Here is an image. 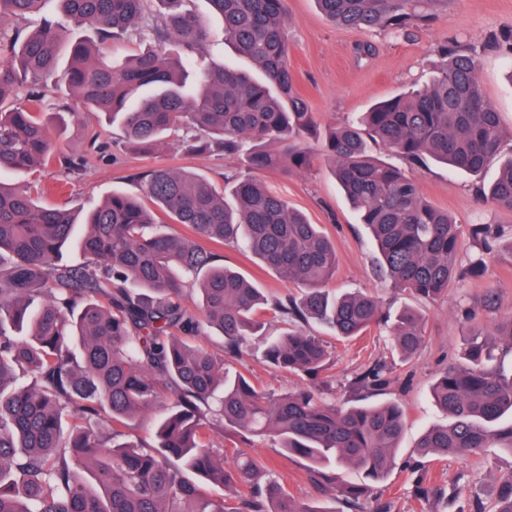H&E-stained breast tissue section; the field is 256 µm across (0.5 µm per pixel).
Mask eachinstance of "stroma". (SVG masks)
Here are the masks:
<instances>
[{
	"instance_id": "1",
	"label": "stroma",
	"mask_w": 512,
	"mask_h": 512,
	"mask_svg": "<svg viewBox=\"0 0 512 512\" xmlns=\"http://www.w3.org/2000/svg\"><path fill=\"white\" fill-rule=\"evenodd\" d=\"M291 19L289 64L298 92L314 112L320 137L310 146L317 157L312 169L287 177L267 173L263 179L291 207L307 214L334 239L338 254L330 291H364L378 296L382 308L396 313L403 308L419 311L425 318V340L412 360L401 361L385 328H374L363 337L340 340L324 336L314 322L307 332L324 336L333 367L331 381L336 400L348 395V385L365 367L387 362L393 368L389 389L378 401H399L405 410V426L396 465L388 477L374 483L361 512H374L386 501L391 512H470L472 495L490 500L501 477L512 470V458L486 451L480 457L431 460L420 457L417 445L426 427L447 423L448 418L431 401L429 393L437 371L461 361L468 328L464 316L475 312L484 326L500 315L512 313V250L498 246L480 279H464L450 285L448 294L426 303L394 291L374 274L377 261L371 236L358 224L324 159L322 138L328 131L366 109L374 102L424 84L435 71L440 43L458 38L477 43L490 33L512 30V0H452L448 11L432 25L396 37L381 30L362 32L329 22L315 0H288ZM374 52L359 55L360 44ZM479 79L488 101L501 115L503 151L512 150V64L489 53L480 61ZM51 133L67 154L82 156L75 171L51 167L38 174L40 185L52 187L45 200L52 205H94L122 190L139 197L143 191L138 173L153 166L184 167L204 174L216 184L225 175L239 172L237 162L218 154L185 155L176 136H167L159 150L143 157L127 150L118 127L106 126L102 114L79 110L78 114L52 112ZM423 195L448 210L461 224H499L512 227V213L480 201L479 177L448 171L430 164L415 170ZM218 252L225 265L235 267L271 298L297 296V284L281 280L257 259L238 249L222 246ZM495 307H487V296ZM260 343L248 355L226 359L227 369L249 370L264 388L282 394L298 386L296 377L279 373L260 362ZM254 455L261 457L289 492L305 503L334 507L331 496L318 493L309 481L303 461L278 454L271 441H256Z\"/></svg>"
}]
</instances>
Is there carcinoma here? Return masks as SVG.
<instances>
[{
	"label": "carcinoma",
	"mask_w": 512,
	"mask_h": 512,
	"mask_svg": "<svg viewBox=\"0 0 512 512\" xmlns=\"http://www.w3.org/2000/svg\"><path fill=\"white\" fill-rule=\"evenodd\" d=\"M48 2L0 0V101L25 85L23 98L0 110V171L24 176L81 165L47 135L52 81L74 103L106 113L144 154L181 130L186 152L222 154L247 173L219 188L183 168L141 172L151 206L115 190L87 210L79 240L85 262L77 266L62 264L61 256L78 212L0 181V512H336L296 500L267 474L251 453L257 437L270 438L282 456L304 460L318 490L357 512L368 486L343 481L340 470L386 476L396 465L404 412L394 402H369L390 384L384 364L356 374L346 401L324 397L329 352L300 326L312 318L351 339L386 324L397 353L410 360L425 324L410 309L384 314L370 294L330 293L333 238L257 178L309 170L315 160L305 140L318 126L289 66L287 0H208L224 41L262 78L212 60L200 68L192 94L184 92V69L210 56L216 43L196 16L174 11L181 0H158L171 10L161 21L146 15L147 0H56L57 15L44 13ZM316 2L338 27L405 36L448 11L451 0ZM32 16L40 17L36 28L5 34V20ZM136 24L156 48L120 63L108 59L101 46ZM74 28L95 38H74ZM170 43L179 46L178 56L163 50ZM62 46L70 59L63 71ZM488 53L512 59V32L479 43L445 41L425 85L373 105L326 137L332 175L373 237L376 276L422 301L438 300L465 275L479 277L505 230L459 224L423 196L416 178L374 158L368 142L412 165L433 160L480 173L496 161L495 178L477 192L484 203L512 212V155H502L500 114L478 78ZM162 224H183L193 237L162 231ZM467 240L481 252L465 269L458 256ZM209 243L246 250L299 285L301 295L268 299L222 264ZM269 314L294 329L268 341L262 359L301 380L279 396L224 370V357L242 356ZM212 333L224 340L221 355L196 342ZM503 345L512 350L511 314L488 331L479 323L471 328L464 361L442 371L430 390L451 422L424 433L421 455L446 459L498 448L512 457V367L496 355ZM28 373L35 381L25 385L21 376ZM157 408L155 444L126 440ZM103 418L108 437L98 428ZM216 430L224 433L222 448L212 443ZM206 483L227 493L210 496ZM473 512H512V475L490 508L478 504Z\"/></svg>",
	"instance_id": "carcinoma-1"
}]
</instances>
